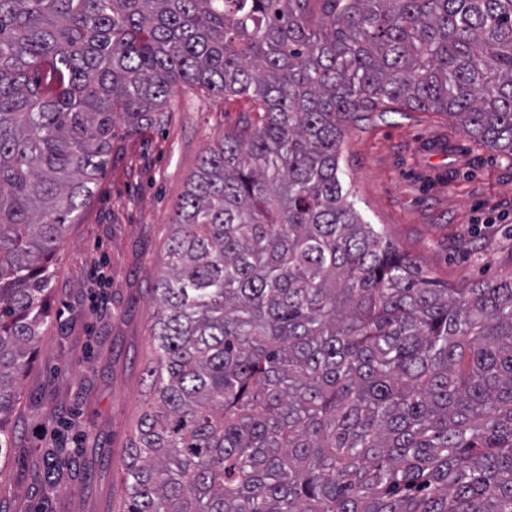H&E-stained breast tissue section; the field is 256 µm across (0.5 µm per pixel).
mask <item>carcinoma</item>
<instances>
[{"label":"carcinoma","mask_w":512,"mask_h":512,"mask_svg":"<svg viewBox=\"0 0 512 512\" xmlns=\"http://www.w3.org/2000/svg\"><path fill=\"white\" fill-rule=\"evenodd\" d=\"M180 84L263 119L175 207L122 512H512V279L439 282L340 173L386 104L512 158V0H0V458L114 119Z\"/></svg>","instance_id":"1"}]
</instances>
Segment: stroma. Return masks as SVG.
<instances>
[{
    "mask_svg": "<svg viewBox=\"0 0 512 512\" xmlns=\"http://www.w3.org/2000/svg\"><path fill=\"white\" fill-rule=\"evenodd\" d=\"M257 117L248 97L179 87L161 123L116 120L107 168L55 265L53 319L12 418L0 512H119L174 206L205 148ZM341 171L365 220L439 281L512 276V160L447 115L364 113L344 127Z\"/></svg>",
    "mask_w": 512,
    "mask_h": 512,
    "instance_id": "obj_1",
    "label": "stroma"
}]
</instances>
